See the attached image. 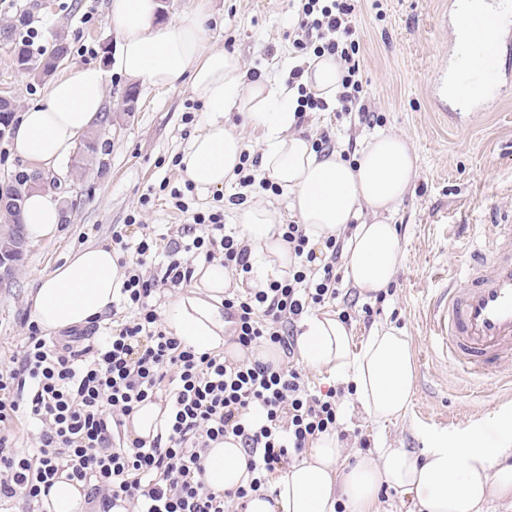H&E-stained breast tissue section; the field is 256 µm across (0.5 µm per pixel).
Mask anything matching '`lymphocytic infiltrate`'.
I'll return each instance as SVG.
<instances>
[{
	"mask_svg": "<svg viewBox=\"0 0 512 512\" xmlns=\"http://www.w3.org/2000/svg\"><path fill=\"white\" fill-rule=\"evenodd\" d=\"M300 2L295 48L336 59L338 106L370 121L352 37L357 0ZM191 214L199 234L169 242L168 263L152 275L145 268L158 253L157 237L113 226V244L135 256L112 304L126 312L121 324L90 341L79 329L54 341L28 322L21 357L0 371V512H12L19 498L41 503L63 473L82 483L95 512H244L249 495L267 490L290 452L339 431L337 390L312 392L294 357L303 314L340 295L344 239L316 243L304 225H282L297 259L287 275L224 295L241 357L199 353L169 333L154 296L191 282L194 270L181 254L220 261L238 279L252 273L253 262L244 238L226 228L222 209ZM259 344L283 353L284 362L246 359ZM146 401L169 407L166 438L129 436L127 423ZM21 420L32 427L25 451L13 434ZM230 437L248 455L251 479L234 491L206 489L204 450Z\"/></svg>",
	"mask_w": 512,
	"mask_h": 512,
	"instance_id": "obj_1",
	"label": "lymphocytic infiltrate"
}]
</instances>
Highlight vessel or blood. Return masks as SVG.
I'll return each instance as SVG.
<instances>
[{
	"mask_svg": "<svg viewBox=\"0 0 512 512\" xmlns=\"http://www.w3.org/2000/svg\"><path fill=\"white\" fill-rule=\"evenodd\" d=\"M499 44L485 52L484 89H499ZM435 349L464 373L481 378L512 359V231L494 227L461 275L450 277L432 305Z\"/></svg>",
	"mask_w": 512,
	"mask_h": 512,
	"instance_id": "b4317fda",
	"label": "vessel or blood"
}]
</instances>
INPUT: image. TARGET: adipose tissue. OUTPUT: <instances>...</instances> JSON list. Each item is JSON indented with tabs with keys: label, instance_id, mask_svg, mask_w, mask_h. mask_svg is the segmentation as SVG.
Here are the masks:
<instances>
[{
	"label": "adipose tissue",
	"instance_id": "1",
	"mask_svg": "<svg viewBox=\"0 0 512 512\" xmlns=\"http://www.w3.org/2000/svg\"><path fill=\"white\" fill-rule=\"evenodd\" d=\"M157 9V0H110L106 20L120 37L117 66L128 79L155 88L187 83L206 106L203 130L183 158L185 178L203 190L235 179L243 145L225 130L224 116L242 115L262 134L261 172L288 196L308 235L317 241L347 235L345 266L354 286L364 294L387 288L401 268L403 251L385 216L403 202L417 168L408 140L378 133L364 143L354 164L335 151L318 155L297 125L293 88L263 76L250 78L237 54L206 47L209 0H197L193 13L178 20H161ZM494 37L489 30L459 35L460 61L448 73L451 96L477 94L473 80ZM340 80V68L328 56L310 59L302 77L311 91L328 99ZM104 108V71L72 67L51 83L41 102L20 113L12 150L32 168L55 167ZM62 219L60 200L47 189L31 193L20 214L33 241L52 238ZM236 222L264 270L286 275L296 259L282 239L281 214L247 203L238 208ZM119 260L111 248L88 245L39 277L30 299L41 330L51 335L109 313L125 278ZM194 277V288L169 303L164 324L197 352L223 351L224 291L231 280L216 262L198 264ZM302 324L301 358L328 381L349 385L369 418L391 421L407 412L415 368L410 341L400 329L378 326L357 349L337 314H309ZM341 454L336 435H320L269 493L250 498L247 512H337L341 505L348 512H379L377 496L386 486L411 496L419 512H481L493 501L512 506V463L504 461V449L485 447L477 436L426 449L421 456L405 448H380L344 465ZM247 461L236 441L212 445L205 453V486L221 492L246 485Z\"/></svg>",
	"mask_w": 512,
	"mask_h": 512
}]
</instances>
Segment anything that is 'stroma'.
Listing matches in <instances>:
<instances>
[{"label": "stroma", "instance_id": "1", "mask_svg": "<svg viewBox=\"0 0 512 512\" xmlns=\"http://www.w3.org/2000/svg\"><path fill=\"white\" fill-rule=\"evenodd\" d=\"M455 0H360L353 27L359 38V68L370 111L379 128L357 114L335 109L310 113L304 132L319 137L330 130L337 152L376 131L405 135L417 155L411 192L389 221L404 248V262L384 302L360 293L350 280L342 289L358 304H375L371 320L352 322L356 343L374 326L390 323L411 340L416 380L403 418L383 424L364 413L354 395L340 398L347 451L369 440L375 448H408L423 453L461 434L482 436L490 446L512 437V394L488 393L483 382L445 363L430 339L429 310L439 288L462 268L490 224L512 217V89L497 99L478 96L451 102L441 77L455 55L451 22ZM108 0H0V25L15 22L17 36L38 32L39 50L64 41V67L94 65L106 72V110L112 115L100 142L105 171L67 177L56 189L65 207L55 238L27 242L15 273L0 282V362L19 354L30 317L35 279L61 265L72 251L112 242V227L136 217L160 233L182 224L161 191L162 181L183 184L175 166L203 128L205 107L187 84L158 89L130 82L109 67L118 35L106 21ZM28 25H20L21 13ZM297 9L289 0H211L205 22L206 45L240 56L247 71L278 80L288 77L296 53L291 33ZM48 81L15 69L10 45L0 42V94L17 109L44 98Z\"/></svg>", "mask_w": 512, "mask_h": 512}]
</instances>
